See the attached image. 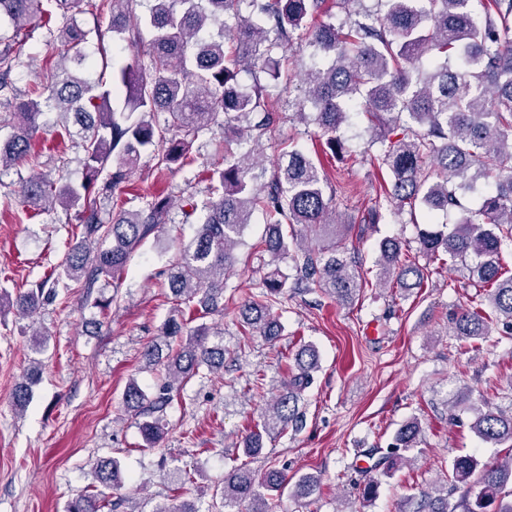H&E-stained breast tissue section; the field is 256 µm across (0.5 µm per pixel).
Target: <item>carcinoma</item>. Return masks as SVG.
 <instances>
[{"instance_id": "carcinoma-1", "label": "carcinoma", "mask_w": 512, "mask_h": 512, "mask_svg": "<svg viewBox=\"0 0 512 512\" xmlns=\"http://www.w3.org/2000/svg\"><path fill=\"white\" fill-rule=\"evenodd\" d=\"M249 2L252 13L241 14ZM66 23L44 26L51 40L64 46L56 67L35 73L30 98H19L10 78L13 46L41 12L42 0H0V20L13 32L0 34V99L12 111L0 113V128L11 130L0 142V170L27 161L31 141L56 115L61 135L78 138L85 177L64 183L49 174H34L4 195L27 206L57 203L77 208L76 224L61 261L44 278L19 293L17 312L37 320L41 309L56 300L59 287L75 283L91 307L106 312L120 299L124 270L133 254L155 231L164 228L174 206L168 196H154L143 206L105 221L101 199L131 182L144 151L152 152L158 171L192 162V145L224 116V165L206 170L211 197L189 198L183 222L195 220L194 237L181 244L165 270L174 314L146 346L148 369L160 368L162 383L147 394L132 379L123 393L125 410L137 420L143 447L155 448L165 434L163 416L176 385L204 372L224 368L223 332L203 319L224 317V276L235 263L234 248L256 210L265 214L267 236L258 248L272 257H288L293 281L274 270L262 288L241 304V326L266 339L279 336L282 325L273 309L288 296L321 293L339 303L353 301L362 288L359 261L348 254L345 240L351 225L336 220L334 189L315 162L298 149H288L268 170L263 141L282 119L280 97L254 79L251 90L237 81L249 68L276 83L296 85L289 117L312 122L337 155L343 144L340 128L364 112L371 141L380 144L370 157L387 169L384 201L393 209L422 206L446 212L463 208L462 200L486 183L491 191L450 231L431 226L418 231L419 252L446 256L463 278L485 289L486 311L472 305L453 314V335L480 340L503 321L512 325V275L501 264L512 249V0H378L384 9H361L363 0H336L345 19L311 24L324 0H152L145 17L135 12L138 0H52ZM109 7L112 41L139 43L142 28L153 37L141 58L124 66L103 63L105 74L90 75L89 31L76 16ZM235 26L226 25V19ZM105 31V32H107ZM101 56L105 32L95 29ZM309 51L301 71L284 66L287 53ZM157 112L167 114L163 123ZM379 279L404 290L420 288L424 274L403 255L402 242L379 243ZM112 279V298L92 297L101 279ZM200 324L193 328V321ZM41 363L28 370L14 393L23 409ZM319 368L312 344L303 346L285 368L278 393L262 421L243 441L247 457L261 454L264 438L300 428L301 402ZM470 428L484 441L512 448V411L483 409L475 403ZM422 428L417 418L405 421L394 442L377 448L372 470L387 475L417 447ZM94 485L72 498L66 512H119L121 498L105 490L125 485L121 461L102 457L92 467ZM319 479L302 475L294 483L275 466L259 472L243 463L213 489L211 512H275L268 491L289 488L295 498L308 497ZM467 485L455 503L449 496L457 484ZM512 451L497 463L482 465L473 455L455 457L447 485L423 491L411 501L412 512H512Z\"/></svg>"}]
</instances>
